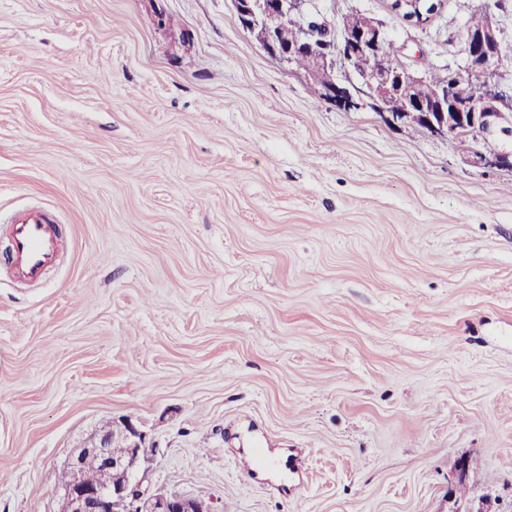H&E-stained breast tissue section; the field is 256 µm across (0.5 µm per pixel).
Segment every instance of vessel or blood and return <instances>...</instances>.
Returning a JSON list of instances; mask_svg holds the SVG:
<instances>
[{
    "instance_id": "vessel-or-blood-1",
    "label": "vessel or blood",
    "mask_w": 512,
    "mask_h": 512,
    "mask_svg": "<svg viewBox=\"0 0 512 512\" xmlns=\"http://www.w3.org/2000/svg\"><path fill=\"white\" fill-rule=\"evenodd\" d=\"M11 265L21 279L38 280L57 255L58 234L49 212L31 207L13 213Z\"/></svg>"
}]
</instances>
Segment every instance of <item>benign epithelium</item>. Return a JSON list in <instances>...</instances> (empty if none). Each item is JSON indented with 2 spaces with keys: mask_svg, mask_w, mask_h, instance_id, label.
<instances>
[{
  "mask_svg": "<svg viewBox=\"0 0 512 512\" xmlns=\"http://www.w3.org/2000/svg\"><path fill=\"white\" fill-rule=\"evenodd\" d=\"M307 0H234L239 22L272 57L292 62L308 60L307 74L324 96L345 111L370 107L392 120L417 126L432 135L457 138L463 131L478 140L493 141L491 153L470 152L484 167L512 172V87L497 80L500 58L498 29L492 15L465 34V69L457 70L433 86L427 75H417L399 59L380 55L389 36L383 21L355 25L354 14L329 17L305 8ZM391 12L404 22L422 27L433 15L423 0H392ZM303 28L300 41L284 44L278 32L288 18ZM351 70L366 88L365 97L354 95L336 76V67ZM141 433L134 429L108 431L98 443L83 449L66 468L60 512H211L204 502L177 493L142 488L133 470L142 451ZM126 451L112 454L115 440Z\"/></svg>",
  "mask_w": 512,
  "mask_h": 512,
  "instance_id": "benign-epithelium-1",
  "label": "benign epithelium"
}]
</instances>
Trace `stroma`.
Wrapping results in <instances>:
<instances>
[{
    "instance_id": "obj_1",
    "label": "stroma",
    "mask_w": 512,
    "mask_h": 512,
    "mask_svg": "<svg viewBox=\"0 0 512 512\" xmlns=\"http://www.w3.org/2000/svg\"><path fill=\"white\" fill-rule=\"evenodd\" d=\"M313 6L421 70L464 67L489 7L512 83V0ZM511 184L332 105L233 0H0V512H59L126 425L144 487L212 512H512ZM32 206L61 254L28 285ZM391 12L404 22L415 27L428 24L434 14L424 11L423 0H392ZM12 237L11 268L24 280H38L56 258L58 234L52 215L40 207L13 213L10 217Z\"/></svg>"
}]
</instances>
